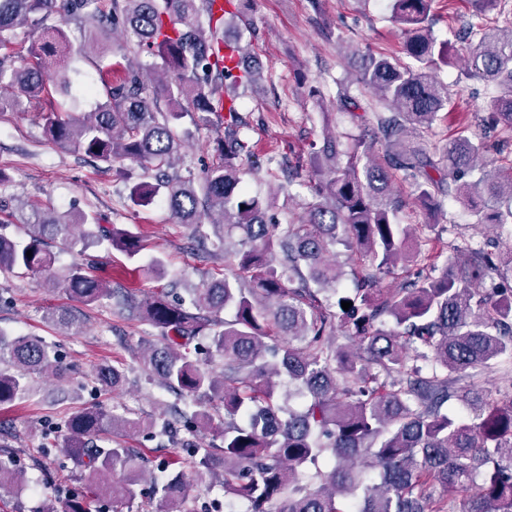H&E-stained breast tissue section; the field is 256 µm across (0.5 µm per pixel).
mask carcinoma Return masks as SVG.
Wrapping results in <instances>:
<instances>
[{
  "mask_svg": "<svg viewBox=\"0 0 512 512\" xmlns=\"http://www.w3.org/2000/svg\"><path fill=\"white\" fill-rule=\"evenodd\" d=\"M433 2L390 0L411 63L362 57L358 93L342 92L339 106L354 113L370 95L371 133L351 137L350 148L325 133L315 151L325 165L310 176L311 197L300 199L305 221L271 224L275 198L244 188L246 169L259 164L241 138L238 95L224 101L225 89L247 87L256 71L238 73L224 62L227 19L213 12L212 0H111L108 11L100 0H0V88L13 89L16 110L39 108L46 82L69 83L64 63L85 55L65 30L73 19L90 24L95 44L119 24L126 42L161 59L167 79L150 87L140 69L106 64L100 52L92 64L102 99L82 118L41 110L43 129L127 180L123 163L138 164L152 181L131 186L132 205L150 206L161 195L192 240L224 251V278H202L176 299H138L127 288H108L91 264L56 265L45 237L78 256L106 243L132 259L143 249L140 234L71 210L35 217L19 242L3 233L12 203L0 197V271L37 276L87 305L112 298L118 313L158 332L141 351V372L183 400L176 418L160 423L117 406L66 417L63 448L96 495L116 503L148 493L173 506L193 487L218 484L224 496L247 503L245 512H512V385L496 392L475 382L459 386L475 369L512 372V242L499 235L455 248L439 266L423 244L408 246L414 226L397 223L404 201L392 186L399 171L431 215L454 198L475 223L512 234V172L489 161L508 148L500 134L512 131V26L486 21L499 0H475L477 20L465 29L466 75L500 92L486 104L482 136L429 148L422 138L450 104L448 84L437 76L450 63L449 47L433 30ZM55 14L59 22L45 25ZM27 22L41 34L24 56L13 45ZM224 108L216 161L196 183L172 174L189 136L180 121L187 117L200 130ZM377 143L384 154L372 157ZM204 215L214 219L205 224ZM338 244L358 263L346 294L336 288ZM399 267L410 276L382 287ZM49 319L82 333L83 323L64 308ZM340 337L347 343L338 344ZM203 339L221 369L191 356ZM420 359L430 368L417 365ZM94 374L104 389L126 380L125 369L108 362ZM66 375L42 338L0 330V407L27 401L38 377ZM296 395L308 399L302 410L290 407ZM453 399L465 416L448 413ZM221 408L224 428L215 429L211 411ZM208 430L209 442L191 445ZM119 432L183 435L189 458L150 472L145 490L130 449L112 444ZM326 457L331 465L315 471V484L303 482ZM374 470L378 481L371 482ZM22 477L11 460H0L1 492ZM454 492L466 494L460 509ZM65 512H91L84 491L71 494Z\"/></svg>",
  "mask_w": 512,
  "mask_h": 512,
  "instance_id": "obj_1",
  "label": "carcinoma"
}]
</instances>
